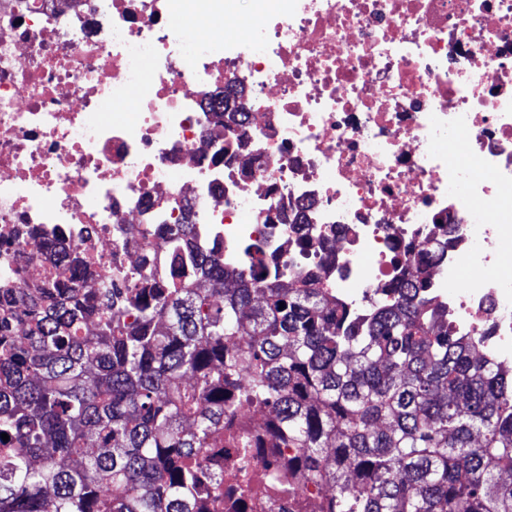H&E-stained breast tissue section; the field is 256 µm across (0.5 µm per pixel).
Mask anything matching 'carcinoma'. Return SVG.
Wrapping results in <instances>:
<instances>
[{
  "mask_svg": "<svg viewBox=\"0 0 512 512\" xmlns=\"http://www.w3.org/2000/svg\"><path fill=\"white\" fill-rule=\"evenodd\" d=\"M165 232L131 287L0 288V512H212L206 453L244 407L264 419L237 447L295 449L318 512H512V367L457 333L428 265L349 306L258 245L245 273Z\"/></svg>",
  "mask_w": 512,
  "mask_h": 512,
  "instance_id": "obj_1",
  "label": "carcinoma"
}]
</instances>
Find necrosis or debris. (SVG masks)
Masks as SVG:
<instances>
[{
	"label": "necrosis or debris",
	"instance_id": "obj_1",
	"mask_svg": "<svg viewBox=\"0 0 512 512\" xmlns=\"http://www.w3.org/2000/svg\"><path fill=\"white\" fill-rule=\"evenodd\" d=\"M216 15L236 34L207 30ZM234 83L227 109L217 95ZM186 220L239 262L256 243L319 269L350 302L402 276L396 251L447 241L437 298L502 357L512 0H0V284L62 274L49 238L99 288ZM302 238L326 239L331 262L298 253ZM286 454L225 449V492L251 474L237 512L323 497L276 490Z\"/></svg>",
	"mask_w": 512,
	"mask_h": 512
}]
</instances>
